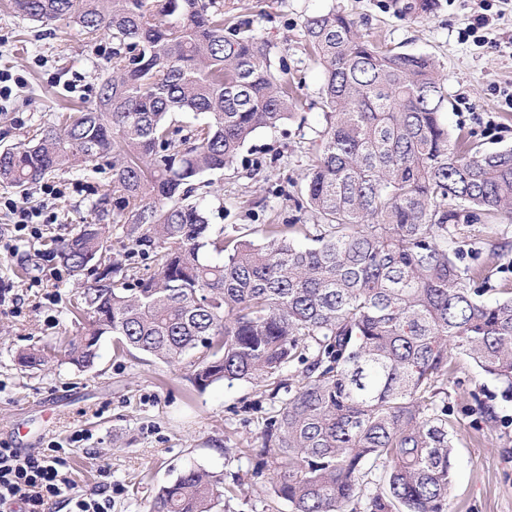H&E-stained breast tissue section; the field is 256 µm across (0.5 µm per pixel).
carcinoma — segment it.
<instances>
[{"label": "carcinoma", "mask_w": 512, "mask_h": 512, "mask_svg": "<svg viewBox=\"0 0 512 512\" xmlns=\"http://www.w3.org/2000/svg\"><path fill=\"white\" fill-rule=\"evenodd\" d=\"M19 15L112 33L95 105L62 112L25 146L0 150V183L29 186L76 163L112 167V223L137 271L107 257L109 227L92 221L58 254L94 284L71 306L77 329L59 361L92 368L99 343L164 363L201 351L191 382H271L280 390L254 475L271 468L290 512H448L454 426L436 387L457 354L512 400V295L483 298L493 271L462 264L461 224L512 217V150L486 154L452 136L448 93L426 55L360 34L334 9L305 20L323 70L326 126L303 193L305 224H267L262 241L232 229L213 239L195 181L236 163L261 128L296 108V80L277 46L224 19L217 0H13ZM404 18L435 0H394ZM207 121L186 135L172 115ZM303 236L315 242L304 246ZM208 246L224 255L212 263ZM38 370L46 357L19 356ZM234 488L191 466L161 486L148 512H214Z\"/></svg>", "instance_id": "1"}]
</instances>
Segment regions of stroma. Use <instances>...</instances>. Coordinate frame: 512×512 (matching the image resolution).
<instances>
[{"label": "stroma", "mask_w": 512, "mask_h": 512, "mask_svg": "<svg viewBox=\"0 0 512 512\" xmlns=\"http://www.w3.org/2000/svg\"><path fill=\"white\" fill-rule=\"evenodd\" d=\"M0 0V71L19 79L0 99V149L27 142L34 129L67 108L90 107L106 76L110 33L87 39L65 24L44 26ZM345 11L371 40L432 57L448 88V128L474 136L486 153L512 149V0H494V19L483 41L468 36L481 0H436L422 20L399 18L392 0H224V13L250 20L254 32L276 44L290 71L302 74L300 106L277 129L258 130L237 162L204 173L199 190L213 231L244 227L261 239L266 224H315L296 200L326 124L320 99L321 69L305 51L304 22L331 9ZM111 173L76 165L57 171L27 199L56 220L34 243L0 253V286L12 288L23 309L0 306V443L29 453L60 449L66 472L81 493L112 485L111 512H146L160 485L188 467L201 466L238 482L224 512H289L275 500L266 478L254 477L264 424L278 407L248 382L216 383L198 391L189 361L169 365L136 352L115 354L110 338L99 343L92 369L52 364L21 366L18 356L51 348L71 332L70 301L79 284L60 267L55 243L71 238L93 208H111ZM466 264L493 269L490 288H512V219L464 230ZM445 382L454 422L453 481L449 512H512V401L466 358L453 359ZM497 415L475 413L476 401Z\"/></svg>", "instance_id": "1"}]
</instances>
